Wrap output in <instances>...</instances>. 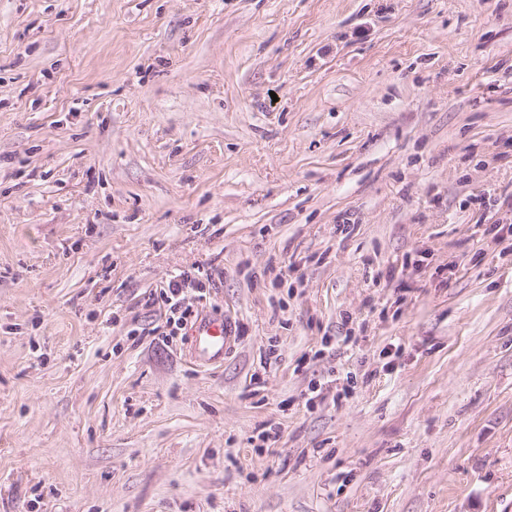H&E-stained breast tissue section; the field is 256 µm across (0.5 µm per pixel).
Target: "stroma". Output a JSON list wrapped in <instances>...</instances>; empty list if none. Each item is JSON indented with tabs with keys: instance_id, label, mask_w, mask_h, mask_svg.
Returning a JSON list of instances; mask_svg holds the SVG:
<instances>
[{
	"instance_id": "35a3bbf8",
	"label": "stroma",
	"mask_w": 512,
	"mask_h": 512,
	"mask_svg": "<svg viewBox=\"0 0 512 512\" xmlns=\"http://www.w3.org/2000/svg\"><path fill=\"white\" fill-rule=\"evenodd\" d=\"M0 512H512V0H0ZM195 287L201 293L200 297L204 298L205 285L197 278L192 277L191 273H183L169 281L167 289H164L163 296L165 304L168 306L170 316L167 318V326L172 327L169 334L164 336H172L175 330L182 329L187 321L192 317V309L184 306V293L186 288ZM234 338L235 326L231 322L225 319L201 320L192 332V352L203 361H221L227 355Z\"/></svg>"
}]
</instances>
